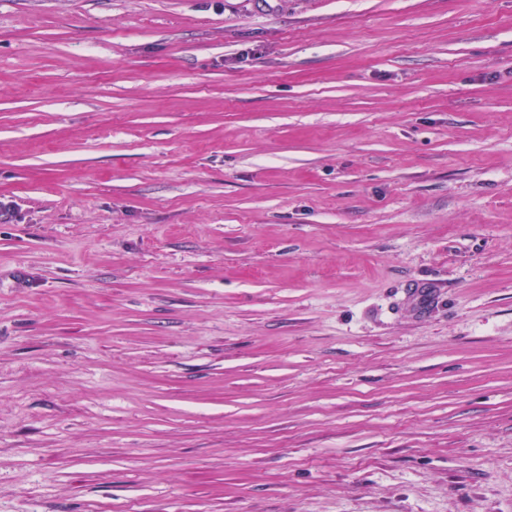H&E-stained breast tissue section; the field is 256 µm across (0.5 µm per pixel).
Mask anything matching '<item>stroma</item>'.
Instances as JSON below:
<instances>
[{
  "label": "stroma",
  "instance_id": "35a3bbf8",
  "mask_svg": "<svg viewBox=\"0 0 512 512\" xmlns=\"http://www.w3.org/2000/svg\"><path fill=\"white\" fill-rule=\"evenodd\" d=\"M0 512H512V0H0Z\"/></svg>",
  "mask_w": 512,
  "mask_h": 512
}]
</instances>
